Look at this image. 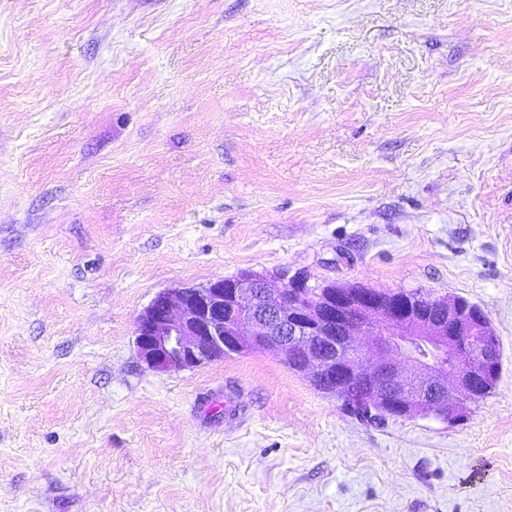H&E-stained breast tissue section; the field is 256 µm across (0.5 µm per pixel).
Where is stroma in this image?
<instances>
[{"instance_id":"1","label":"stroma","mask_w":512,"mask_h":512,"mask_svg":"<svg viewBox=\"0 0 512 512\" xmlns=\"http://www.w3.org/2000/svg\"><path fill=\"white\" fill-rule=\"evenodd\" d=\"M243 270L466 298L499 381L367 421L141 362ZM0 512H512V0H0Z\"/></svg>"}]
</instances>
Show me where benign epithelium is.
<instances>
[{
  "mask_svg": "<svg viewBox=\"0 0 512 512\" xmlns=\"http://www.w3.org/2000/svg\"><path fill=\"white\" fill-rule=\"evenodd\" d=\"M307 286L246 270L161 290L136 319L140 359L168 373L272 351L351 410L448 423L495 388L499 336L481 308L408 293L383 307L360 283Z\"/></svg>",
  "mask_w": 512,
  "mask_h": 512,
  "instance_id": "7a95c632",
  "label": "benign epithelium"
}]
</instances>
